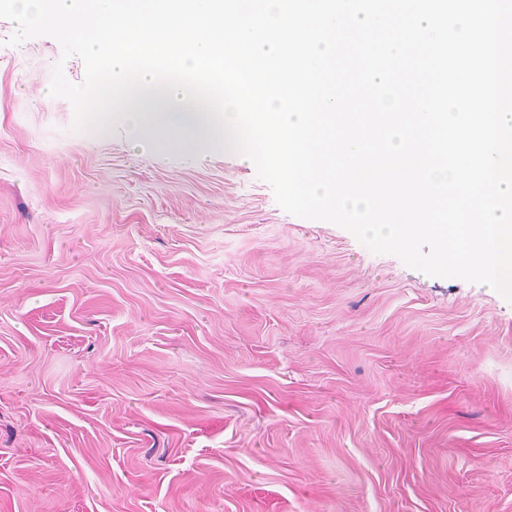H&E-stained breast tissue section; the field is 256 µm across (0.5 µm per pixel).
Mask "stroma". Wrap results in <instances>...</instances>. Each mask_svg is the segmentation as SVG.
I'll use <instances>...</instances> for the list:
<instances>
[{"instance_id":"stroma-1","label":"stroma","mask_w":512,"mask_h":512,"mask_svg":"<svg viewBox=\"0 0 512 512\" xmlns=\"http://www.w3.org/2000/svg\"><path fill=\"white\" fill-rule=\"evenodd\" d=\"M0 19V512H512V302L238 154L72 129Z\"/></svg>"}]
</instances>
